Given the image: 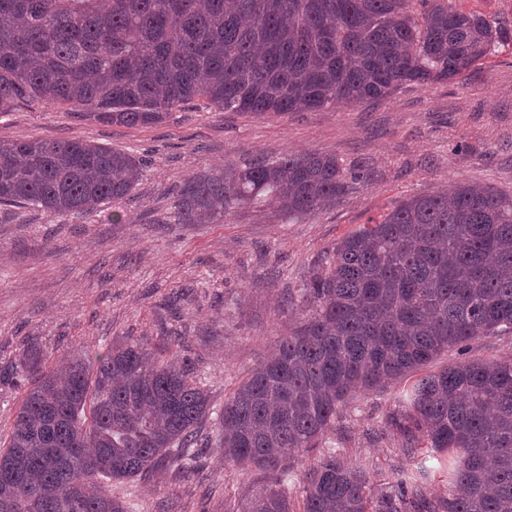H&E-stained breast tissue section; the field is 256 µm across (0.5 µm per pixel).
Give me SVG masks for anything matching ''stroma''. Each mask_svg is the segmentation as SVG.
I'll return each instance as SVG.
<instances>
[{"label": "stroma", "instance_id": "35a3bbf8", "mask_svg": "<svg viewBox=\"0 0 512 512\" xmlns=\"http://www.w3.org/2000/svg\"><path fill=\"white\" fill-rule=\"evenodd\" d=\"M505 32L495 53L452 82L411 85L380 101L258 116L196 98L158 125L101 123L31 98L0 114V142L77 140L142 159L135 189L97 209L57 215L0 205V443L34 385L25 353L47 366L137 343L188 370L211 400L199 456L112 485L135 512H245L266 471L225 460L217 419L250 371L298 329L301 288L347 234L379 222L400 200L465 183L512 196V0H454ZM335 155L358 174L333 206L297 222L267 203L220 224H178L172 203L185 179L285 152ZM512 359V333L451 347L430 370L464 360ZM408 379L355 393L322 444L373 474L380 501L419 461L428 489L448 492V457L408 452L389 416Z\"/></svg>", "mask_w": 512, "mask_h": 512}]
</instances>
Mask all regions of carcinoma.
Here are the masks:
<instances>
[{"instance_id":"cac0c4a2","label":"carcinoma","mask_w":512,"mask_h":512,"mask_svg":"<svg viewBox=\"0 0 512 512\" xmlns=\"http://www.w3.org/2000/svg\"><path fill=\"white\" fill-rule=\"evenodd\" d=\"M452 0H0V112L38 98L101 123L163 122L197 97L226 112H311L458 78L502 41ZM139 160L81 141L0 144V204L83 213L129 195ZM348 190L336 157L284 153L189 177L178 224H222L270 200L297 220ZM308 319L221 415L224 457L269 472L247 512H294L283 463L319 447L351 392L405 377L451 346L512 332V197L458 185L398 202L336 243L300 292ZM0 448V512H134L105 482L197 455L209 395L130 344L45 369ZM390 423L448 453V495L426 470L375 512H512V360L461 361L414 380ZM370 473L332 454L302 478V512H369Z\"/></svg>"}]
</instances>
